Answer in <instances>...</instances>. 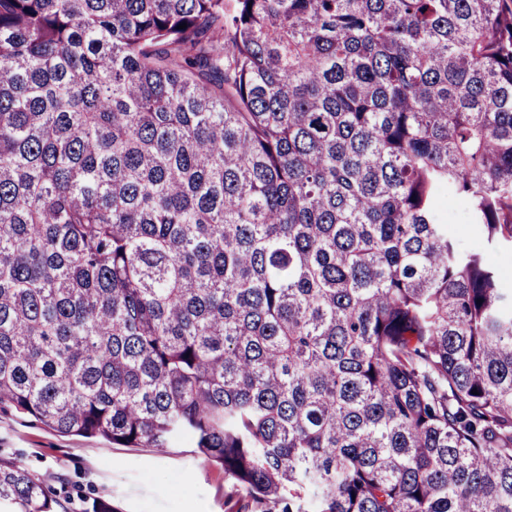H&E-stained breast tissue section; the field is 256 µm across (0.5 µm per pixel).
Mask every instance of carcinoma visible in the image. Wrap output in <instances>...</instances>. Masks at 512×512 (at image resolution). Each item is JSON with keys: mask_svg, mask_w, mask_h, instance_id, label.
Segmentation results:
<instances>
[{"mask_svg": "<svg viewBox=\"0 0 512 512\" xmlns=\"http://www.w3.org/2000/svg\"><path fill=\"white\" fill-rule=\"evenodd\" d=\"M504 246L512 0H0V408L236 512H512ZM448 201L451 202L448 205ZM445 212L448 215V234L464 247H473L480 243L479 233L474 224H470L468 215L462 205L455 200H448Z\"/></svg>", "mask_w": 512, "mask_h": 512, "instance_id": "cac0c4a2", "label": "carcinoma"}]
</instances>
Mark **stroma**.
<instances>
[{
	"label": "stroma",
	"instance_id": "obj_1",
	"mask_svg": "<svg viewBox=\"0 0 512 512\" xmlns=\"http://www.w3.org/2000/svg\"><path fill=\"white\" fill-rule=\"evenodd\" d=\"M0 460L22 465L51 493L102 496L117 512H229L223 469L187 440L161 451L122 448L1 410Z\"/></svg>",
	"mask_w": 512,
	"mask_h": 512
}]
</instances>
